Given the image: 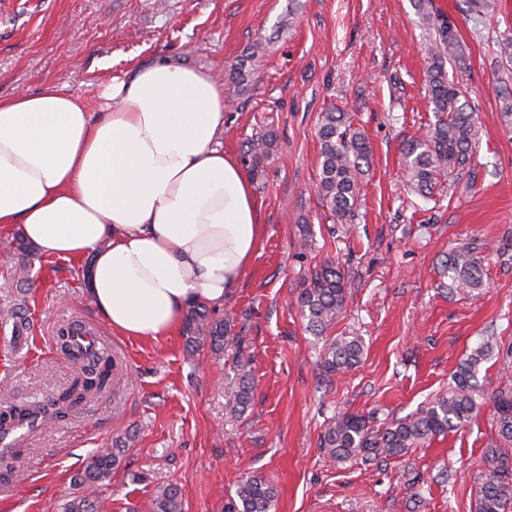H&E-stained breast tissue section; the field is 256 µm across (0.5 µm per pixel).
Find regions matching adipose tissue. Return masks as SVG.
<instances>
[{"label":"adipose tissue","instance_id":"obj_1","mask_svg":"<svg viewBox=\"0 0 512 512\" xmlns=\"http://www.w3.org/2000/svg\"><path fill=\"white\" fill-rule=\"evenodd\" d=\"M99 115L47 85L0 98V225L90 258L88 294L118 333L172 335L223 306L262 237L247 174L218 137L224 88L161 59L113 79Z\"/></svg>","mask_w":512,"mask_h":512}]
</instances>
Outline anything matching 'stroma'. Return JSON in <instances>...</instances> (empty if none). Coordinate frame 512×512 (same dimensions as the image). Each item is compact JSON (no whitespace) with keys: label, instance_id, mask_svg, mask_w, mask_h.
<instances>
[{"label":"stroma","instance_id":"stroma-1","mask_svg":"<svg viewBox=\"0 0 512 512\" xmlns=\"http://www.w3.org/2000/svg\"><path fill=\"white\" fill-rule=\"evenodd\" d=\"M0 0V97L53 84L100 111L113 77L158 58L244 83L224 113L225 151L241 159L260 208L261 247L223 307L236 314L232 358L182 332L160 340L113 332L87 298L89 259L18 251L19 227H0V408L68 387L73 369L57 350L66 322L97 330L117 363L111 392L27 443L7 476L0 512H60L93 454L134 434L96 490L107 512H146L177 484L183 512H224L248 477L277 491L275 512H475L485 480L482 451L497 435L493 394L500 357L477 375L478 412L402 457L342 465L323 460L319 437L349 412L383 424L447 391L466 353L483 340L512 346V0ZM458 28L463 58L448 78L467 91L481 122L470 165L438 177L429 197L406 182L401 151L435 121L425 71L434 36L422 11ZM350 112L372 149L352 223L340 224L315 193L318 117ZM272 135L261 158L252 138ZM481 245L483 286L442 285L448 252ZM346 274L348 302L325 335L307 328L296 296L321 263ZM29 321L12 332L6 313ZM334 338L359 340L360 363L324 376ZM253 386L246 411L226 409L240 378Z\"/></svg>","mask_w":512,"mask_h":512}]
</instances>
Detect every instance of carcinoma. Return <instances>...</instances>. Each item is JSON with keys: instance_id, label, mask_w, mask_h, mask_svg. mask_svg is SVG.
I'll list each match as a JSON object with an SVG mask.
<instances>
[{"instance_id": "carcinoma-1", "label": "carcinoma", "mask_w": 512, "mask_h": 512, "mask_svg": "<svg viewBox=\"0 0 512 512\" xmlns=\"http://www.w3.org/2000/svg\"><path fill=\"white\" fill-rule=\"evenodd\" d=\"M423 21L435 29V39L428 48L429 66L426 82L430 89L435 123L425 136L413 139L403 148L407 181L420 192L431 189L436 177L462 169L470 161L480 139L481 124L472 110L466 91L448 81L445 62L459 59L456 26L447 20L435 21L423 15ZM320 165L316 183L322 206L341 224L355 218L360 182L371 155L365 136L353 128L346 112L330 109L321 113L318 128ZM482 260L477 247L466 246L448 253L446 272L448 287L471 291L482 287ZM308 327L321 333L344 309L347 288L344 273L332 261L314 271L309 285L296 297ZM233 317L211 318L206 306L197 304L187 315L184 330L187 345L195 350L207 343L215 350L239 348V337L230 335ZM57 348L74 366L69 386L46 400L13 403L0 411V436L23 427L29 433L41 431L69 417L87 399L110 389L113 359L105 348L82 346L73 339L69 326H61L56 336ZM362 345L355 339L331 342L322 361V371L332 376L359 362ZM493 353L485 341L472 349L457 365L453 386L448 392L419 407L412 414L391 421L383 428H373L366 417L344 413L331 419L320 436V448L326 458L340 463L358 456L364 461L384 457H401L409 449L461 426L477 408L473 380L481 365ZM252 393L250 382L243 378L231 392L230 413L247 408ZM498 439L483 451L485 482L477 499L476 512H509L512 509V385L501 386L492 398ZM126 442L109 453H96L75 476L70 499L64 512H103L104 505L89 489L112 475V469L125 452ZM277 492L261 477L244 481L236 497L227 501L225 512H272ZM149 512H182V497L176 485L162 488L149 502Z\"/></svg>"}]
</instances>
